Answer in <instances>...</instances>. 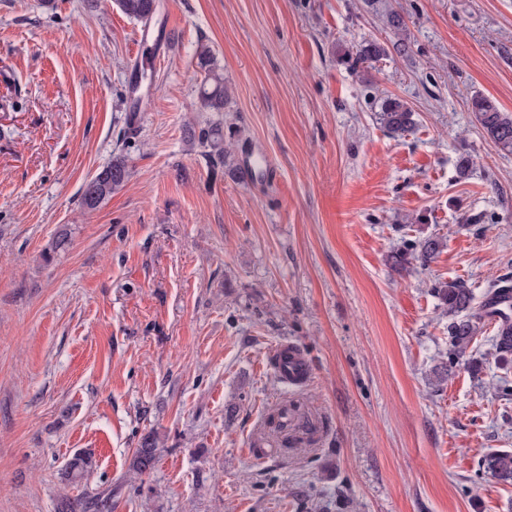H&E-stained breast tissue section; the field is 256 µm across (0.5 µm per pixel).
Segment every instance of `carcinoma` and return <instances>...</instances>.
<instances>
[{
    "mask_svg": "<svg viewBox=\"0 0 512 512\" xmlns=\"http://www.w3.org/2000/svg\"><path fill=\"white\" fill-rule=\"evenodd\" d=\"M119 9L128 17L144 26H149L159 13L153 8L154 0H115ZM386 27L390 29L392 39L388 44L375 40L366 41L357 50L360 61L377 60L394 51L403 54L407 49V27L402 14L392 11L387 15ZM194 57L197 66L204 71L205 78L199 88L200 110L216 114V118L203 124L188 125L185 137L198 143L202 154L214 166L227 164V151L224 148V101L227 89L224 86V73L217 66L210 47L198 43ZM471 111L489 141L499 150L512 152V113L501 110L494 101L484 95L471 98ZM415 112L408 104L398 98L388 97L381 104L379 120L383 127L394 136H401L415 125ZM130 177L128 161L116 156L103 166L95 176L82 187L79 205L86 211L99 208L112 193L120 189ZM444 247V240L429 236L410 245L406 251L394 256V263L402 265L408 257H413L421 265L430 263ZM434 293L448 311V342L451 360H464L467 351L476 336L482 332L485 322H495L493 352L495 361L512 362V317L502 312L500 307L512 308V286L504 281L492 285L477 297L473 290L461 280L453 279L434 286ZM157 441L152 436L142 438L132 461L133 470L142 475L152 469L156 459ZM93 468V459L87 454L75 455L66 466L68 477L75 479L84 476ZM480 468L487 475L512 483V451H493L480 461Z\"/></svg>",
    "mask_w": 512,
    "mask_h": 512,
    "instance_id": "cac0c4a2",
    "label": "carcinoma"
}]
</instances>
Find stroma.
Instances as JSON below:
<instances>
[{
    "label": "stroma",
    "instance_id": "stroma-1",
    "mask_svg": "<svg viewBox=\"0 0 512 512\" xmlns=\"http://www.w3.org/2000/svg\"><path fill=\"white\" fill-rule=\"evenodd\" d=\"M163 3L134 117L141 22L114 0H0V512L106 493L108 512H512V484L479 469L512 451V365L490 325L450 364L433 292L512 280V154L468 106L512 112V0ZM391 10L407 52L345 58L389 40ZM201 41L228 89L224 144L260 178L184 137L206 119ZM388 97L415 112L399 138ZM119 154L127 183L83 211ZM430 235L429 265L390 268ZM281 344L302 383L272 369ZM78 452L93 469L64 483ZM378 115L380 123L393 136L404 135L416 125L415 112L398 98L384 99ZM273 361L279 377L288 383L293 384L306 374V362L300 350L295 346L279 347L273 356ZM157 441L153 436L142 438L139 448L132 461L133 470L139 474H145L152 469L156 459Z\"/></svg>",
    "mask_w": 512,
    "mask_h": 512
}]
</instances>
